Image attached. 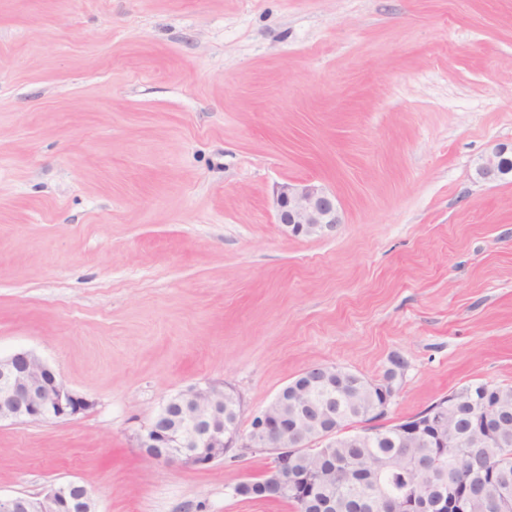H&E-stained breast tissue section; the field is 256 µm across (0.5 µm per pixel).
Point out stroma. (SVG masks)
<instances>
[{"label": "stroma", "mask_w": 512, "mask_h": 512, "mask_svg": "<svg viewBox=\"0 0 512 512\" xmlns=\"http://www.w3.org/2000/svg\"><path fill=\"white\" fill-rule=\"evenodd\" d=\"M512 0H0V356L89 400L0 422V496L78 481L98 512H293L237 495L265 454L148 459L212 384L239 431L305 369L406 367L391 425L512 385ZM321 185L341 222L273 200ZM510 160H512V146L496 144L482 158L476 168V174L483 181H497L507 175ZM274 205L278 224L293 236L331 235L341 222L336 197L312 183L283 186Z\"/></svg>", "instance_id": "35a3bbf8"}]
</instances>
